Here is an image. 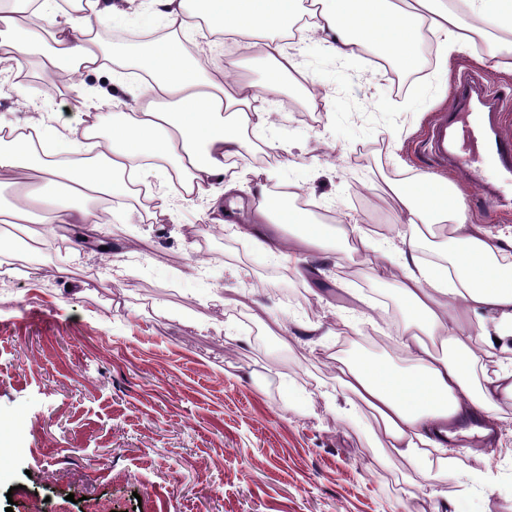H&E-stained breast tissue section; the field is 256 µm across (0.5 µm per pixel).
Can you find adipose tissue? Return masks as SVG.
<instances>
[{"label": "adipose tissue", "instance_id": "1", "mask_svg": "<svg viewBox=\"0 0 512 512\" xmlns=\"http://www.w3.org/2000/svg\"><path fill=\"white\" fill-rule=\"evenodd\" d=\"M30 22H22L14 0H0V73L20 74L43 39L51 45L42 69H68L84 76L105 69V57L92 31L107 27L123 12L120 0H81L65 9L59 0H25ZM302 0H143V13H161L175 40L153 41L137 58L149 83L139 88L132 112H102L111 89L92 92L83 104L85 120L58 127L53 113H41L34 135L0 122V174L37 173L36 184H19L12 201L0 204L1 224H103L113 194L143 181L146 160L161 173L186 177L182 200H205L209 211L225 215L224 200L243 182L260 183L250 167L230 170V159L246 148L244 133L266 127L270 115L258 111L234 66L206 78L183 40L206 19L211 32L236 45L258 49L267 64L265 94L300 85L302 74L283 47L297 23ZM309 20L298 22L310 39L325 43L340 58L377 46L405 67H413L423 31L443 35L444 54L482 39L512 53V0H315ZM397 238H376L352 216L341 217L336 235L349 251L375 255L378 278L395 279L406 316L397 343L410 365H392L354 356L338 360L337 380L350 408L366 406L378 423V440L408 458L430 481V496L457 475L445 442L449 422L481 418L495 424L501 404L512 402V367L496 354L512 340V273L497 262L498 234L468 220L466 196L456 182L419 174L390 185ZM249 233L258 225L291 226L296 244L277 237L264 242L266 256L295 266L300 250H316L328 239L323 225L289 204L284 193L261 187L244 215ZM439 226L444 261L423 264L429 227ZM483 316L473 334L472 316Z\"/></svg>", "mask_w": 512, "mask_h": 512}]
</instances>
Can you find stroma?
Here are the masks:
<instances>
[{
    "label": "stroma",
    "mask_w": 512,
    "mask_h": 512,
    "mask_svg": "<svg viewBox=\"0 0 512 512\" xmlns=\"http://www.w3.org/2000/svg\"><path fill=\"white\" fill-rule=\"evenodd\" d=\"M307 72L295 106L258 97L279 122L246 137L266 154L270 189L294 188L299 206L352 214L377 238L397 230L390 199L369 205L374 176L402 181L434 174L426 132L452 103L449 83L479 75L484 89L512 86L493 47L419 59L398 94L365 49L337 59L325 44L285 40ZM186 49L212 66H241L260 89L255 50L224 52L200 27ZM27 93L0 80V121L27 125L38 109L74 127L79 91L43 92L35 67ZM206 206L181 203L173 217L146 219L138 200L112 202V266L78 243V224H44L65 241L54 257L30 256L0 280V512H512V403L498 411L497 442L453 439L471 487L449 480L428 495L409 460L375 444L367 409L338 414L345 397L335 358L363 352L395 366L392 338L404 319L394 280L374 260L346 254L340 240L278 276L259 243L232 231L211 242L216 258L197 266ZM373 304L384 315L363 329L375 348L340 345L339 317ZM320 333H308L311 323ZM492 471L495 483L477 482Z\"/></svg>",
    "instance_id": "35a3bbf8"
}]
</instances>
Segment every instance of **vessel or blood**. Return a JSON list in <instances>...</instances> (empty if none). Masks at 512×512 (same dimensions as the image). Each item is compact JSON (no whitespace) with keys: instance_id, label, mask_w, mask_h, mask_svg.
I'll list each match as a JSON object with an SVG mask.
<instances>
[{"instance_id":"vessel-or-blood-1","label":"vessel or blood","mask_w":512,"mask_h":512,"mask_svg":"<svg viewBox=\"0 0 512 512\" xmlns=\"http://www.w3.org/2000/svg\"><path fill=\"white\" fill-rule=\"evenodd\" d=\"M510 99L512 91L492 96L476 83L462 81L426 144L429 156L463 172L489 203L512 190V133L500 122L501 110Z\"/></svg>"}]
</instances>
